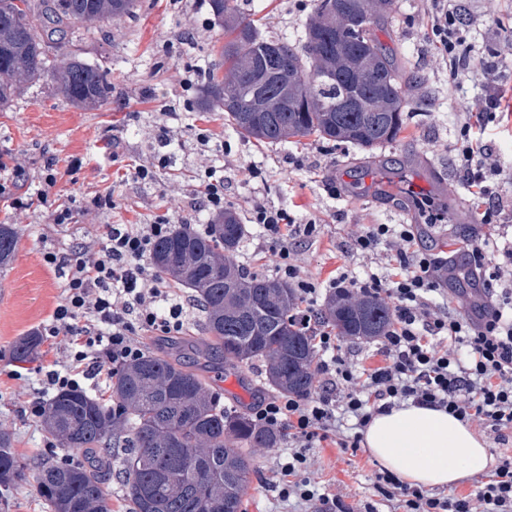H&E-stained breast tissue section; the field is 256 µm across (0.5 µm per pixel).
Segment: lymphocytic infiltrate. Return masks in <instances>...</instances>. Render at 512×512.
<instances>
[{"mask_svg": "<svg viewBox=\"0 0 512 512\" xmlns=\"http://www.w3.org/2000/svg\"><path fill=\"white\" fill-rule=\"evenodd\" d=\"M461 0H431L429 23L435 52L450 78L475 68L463 51ZM480 70L481 93L461 102L465 119L455 148L461 180L481 207L483 223L505 217V194L498 182L499 162L484 139L489 124L501 121L505 91L497 62ZM251 223L263 240L277 248L275 267L297 283L304 309V327L316 321L319 290L303 279L290 260V244L318 234L314 224L297 223L286 210L254 204ZM173 225H106L101 241L81 243L71 252L48 251L47 264L66 278L63 296L45 330L61 338L65 359L40 366L41 386L29 404L42 417L46 396L67 389L105 392L113 371L145 354L142 335L178 336L185 327L184 303L169 279L158 273L151 257L156 243ZM411 225H366L355 248L368 260L385 262L388 271L358 276L341 271L330 286L385 296L392 320L380 337L381 360L373 366L350 362L345 340L317 329L313 372L316 395H276L259 401L252 411L256 423L287 435L290 449L274 464L282 499L313 505L315 512H377L376 504L346 505L326 494L309 475L307 448L338 434L341 447H359L361 432L373 415L405 401L444 409L459 420L479 422L496 443H512V248L502 249L497 273L487 278L488 260L481 247L468 252L467 274L480 287L482 301L473 314H462L439 302L448 277L446 257L412 249ZM375 489L382 501L400 512H512V456L507 455L466 494L432 493L403 484L390 473L379 474Z\"/></svg>", "mask_w": 512, "mask_h": 512, "instance_id": "lymphocytic-infiltrate-1", "label": "lymphocytic infiltrate"}]
</instances>
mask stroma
Listing matches in <instances>:
<instances>
[{
	"mask_svg": "<svg viewBox=\"0 0 512 512\" xmlns=\"http://www.w3.org/2000/svg\"><path fill=\"white\" fill-rule=\"evenodd\" d=\"M238 4L264 37L296 42L317 0ZM464 5L472 20L466 41L472 60L499 55V80L512 86V0H464ZM430 8V0H397L394 14L376 23L384 52L406 62L408 119L396 143L371 154L312 137L285 146L261 144L226 128L223 113L199 110L206 66L219 59L224 44L209 0H139L135 16L121 27L74 28L55 53L80 54L108 71L112 94L101 106L76 108L44 78L26 84L0 110V167L22 172L15 198L42 191L49 200L36 211L0 205V224L14 225L19 234L12 260L0 266V431L10 435L22 467L19 480L0 486V512H50L38 490L35 452L52 437L28 413L40 376L35 363L21 368L13 360L19 338L49 324L62 298L65 279L45 263L44 252L102 234L107 224L208 223L210 214L187 204L203 167H223L232 181L224 206L246 226L237 261L248 272L277 275L269 243L249 221L254 202L320 224L319 238L297 241L292 250L302 276L320 287L322 303L340 271L366 272L351 243L367 224L414 225V249L435 253L475 239L492 255L512 242V223L479 222L458 178L453 151L462 122L458 101L473 96L475 79L468 73L449 81L432 49ZM164 129L173 146L161 147L158 135ZM107 143L115 144L114 153H102ZM139 164L153 167L152 184L128 178ZM252 166L261 168V178L249 176ZM49 171L56 182L48 187L43 178ZM55 200L72 211L71 222L56 235L51 232ZM206 379L227 407L245 412L256 400L258 379L250 367L219 364ZM250 454L254 472L244 497L247 512H306L305 505L280 499L270 487L277 449L254 448ZM308 455L327 492L349 505L374 501L380 468L365 448L345 449L328 439L314 442Z\"/></svg>",
	"mask_w": 512,
	"mask_h": 512,
	"instance_id": "35a3bbf8",
	"label": "stroma"
}]
</instances>
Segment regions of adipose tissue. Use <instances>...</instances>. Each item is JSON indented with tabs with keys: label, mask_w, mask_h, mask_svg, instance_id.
Here are the masks:
<instances>
[{
	"label": "adipose tissue",
	"mask_w": 512,
	"mask_h": 512,
	"mask_svg": "<svg viewBox=\"0 0 512 512\" xmlns=\"http://www.w3.org/2000/svg\"><path fill=\"white\" fill-rule=\"evenodd\" d=\"M362 446L385 470L413 487H449L488 471L482 435L448 412L410 402L374 415Z\"/></svg>",
	"instance_id": "obj_1"
}]
</instances>
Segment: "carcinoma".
Wrapping results in <instances>:
<instances>
[{"instance_id":"1","label":"carcinoma","mask_w":512,"mask_h":512,"mask_svg":"<svg viewBox=\"0 0 512 512\" xmlns=\"http://www.w3.org/2000/svg\"><path fill=\"white\" fill-rule=\"evenodd\" d=\"M138 0H0V109L27 83L47 77L72 105L93 108L112 93L107 72L77 55L46 66L48 49L76 27L119 23ZM396 0H318L299 44L262 37L241 16L236 0H210L224 24L221 59L208 69L199 108L224 111L237 134L264 144L316 136L328 144L373 150L398 140L405 128L401 65L386 55L376 22L395 11ZM245 225L226 211L200 236L180 227L160 240L152 262L201 302L206 338L180 340L224 362L263 363L261 387L309 395L314 386L313 336L294 317L299 297L288 282L248 274L236 257ZM18 235L0 224V265L14 255ZM391 309L378 295L339 290L319 319L336 335L370 340L383 335ZM37 335L21 337L13 357L36 354ZM113 403L80 390L57 393L45 406L44 423L64 448L96 454L87 466L42 461L39 491L51 512H112V491L101 469L121 448L123 482L132 512H243L253 471L248 448H275L280 434L230 410L199 373L169 350H154L112 375ZM10 436L0 432V485L19 476Z\"/></svg>"}]
</instances>
